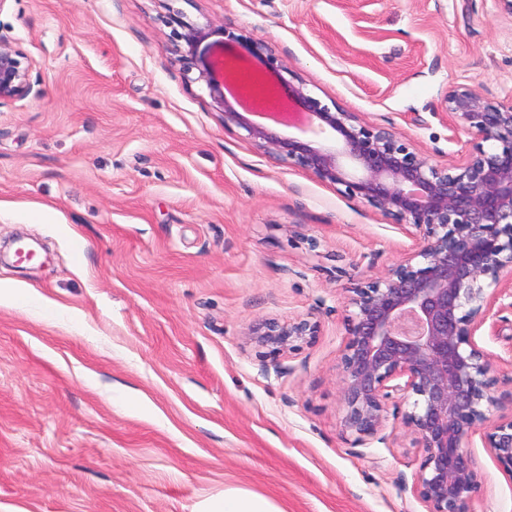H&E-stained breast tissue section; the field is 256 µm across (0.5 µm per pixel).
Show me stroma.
<instances>
[{
  "mask_svg": "<svg viewBox=\"0 0 512 512\" xmlns=\"http://www.w3.org/2000/svg\"><path fill=\"white\" fill-rule=\"evenodd\" d=\"M268 43L325 104L468 154L441 98L512 99L500 0H0L32 92L0 106V512H201L229 486L283 512H426L422 451L341 431L347 290L410 238L225 127L186 82L166 18ZM42 244L20 265L14 241ZM82 252H75V242ZM52 307H45V300ZM310 315L315 343L265 361L245 335ZM512 416V325L481 328ZM469 512H512V475L472 436Z\"/></svg>",
  "mask_w": 512,
  "mask_h": 512,
  "instance_id": "stroma-1",
  "label": "stroma"
}]
</instances>
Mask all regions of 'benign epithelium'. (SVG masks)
Listing matches in <instances>:
<instances>
[{
    "label": "benign epithelium",
    "mask_w": 512,
    "mask_h": 512,
    "mask_svg": "<svg viewBox=\"0 0 512 512\" xmlns=\"http://www.w3.org/2000/svg\"><path fill=\"white\" fill-rule=\"evenodd\" d=\"M184 75L206 84L224 125L247 133L261 150L299 167L350 200L394 221L415 241L384 276L348 289L346 340L339 364L342 433L362 446L387 421L388 404L415 397L400 425L422 449L413 493L427 512H467L479 486L466 448L483 430L486 447L512 474V418L491 421L497 378L476 332L495 313L512 310V100L494 101L476 86H454L443 96L452 129L475 140L472 152L454 164L438 165L416 151L400 133L369 123L359 112L321 103L288 72L273 81L262 71L244 72L224 48L208 58L197 54L213 34L248 44L266 68L278 71L268 44L207 23L185 24ZM238 90L227 98L229 79ZM31 67L0 37V102L29 95ZM310 128L334 136V145L284 138L252 120ZM492 143L487 149L484 144ZM320 323L311 316L264 321L247 334L262 358L284 357L315 342Z\"/></svg>",
    "instance_id": "1"
}]
</instances>
